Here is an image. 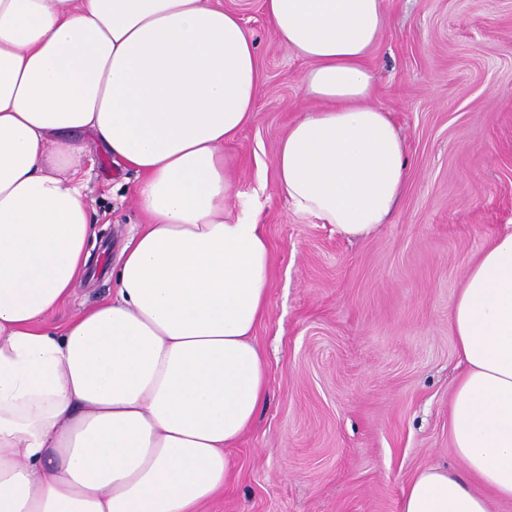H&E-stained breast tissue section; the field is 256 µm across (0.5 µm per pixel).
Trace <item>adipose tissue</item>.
I'll list each match as a JSON object with an SVG mask.
<instances>
[{
    "mask_svg": "<svg viewBox=\"0 0 512 512\" xmlns=\"http://www.w3.org/2000/svg\"><path fill=\"white\" fill-rule=\"evenodd\" d=\"M307 62L310 108L281 140L279 193L340 235L374 234L406 145L374 104L383 0H264ZM261 65L222 0H0V512H200L268 393L253 340L271 253L232 216L224 144L251 121ZM134 170L146 222L116 288L63 324L96 236L86 140ZM458 475L428 467L399 512L512 500V233L471 264L449 316Z\"/></svg>",
    "mask_w": 512,
    "mask_h": 512,
    "instance_id": "obj_1",
    "label": "adipose tissue"
}]
</instances>
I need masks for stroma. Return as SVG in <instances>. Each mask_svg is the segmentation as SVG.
Masks as SVG:
<instances>
[{
    "instance_id": "obj_1",
    "label": "stroma",
    "mask_w": 512,
    "mask_h": 512,
    "mask_svg": "<svg viewBox=\"0 0 512 512\" xmlns=\"http://www.w3.org/2000/svg\"><path fill=\"white\" fill-rule=\"evenodd\" d=\"M262 67L252 121L224 144L232 214H256L272 252L254 339L269 398L232 448L234 483L201 512H399L422 468L457 473L448 403L462 372L448 315L469 264L512 225V0H384L369 56L375 102L407 143L406 188L365 239L296 210L273 159L306 108L304 61L276 40L262 0H223ZM82 179L99 254L65 321L113 285L145 221L137 175L91 148Z\"/></svg>"
}]
</instances>
